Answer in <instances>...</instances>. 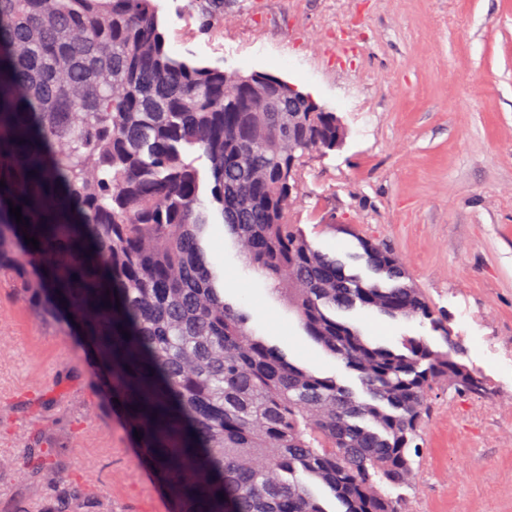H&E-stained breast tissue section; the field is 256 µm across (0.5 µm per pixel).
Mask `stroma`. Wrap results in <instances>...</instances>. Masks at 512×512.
Instances as JSON below:
<instances>
[{
	"mask_svg": "<svg viewBox=\"0 0 512 512\" xmlns=\"http://www.w3.org/2000/svg\"><path fill=\"white\" fill-rule=\"evenodd\" d=\"M155 2L172 55L316 89L343 139L307 156L295 223L368 282L357 236L389 245L448 333L360 307L345 321L390 347L458 342L491 387L482 398L434 388L412 483L399 490L405 512H512V0H224V24L209 32L194 0ZM207 209L225 300L290 361L365 398L357 373L242 261L216 204ZM32 448L48 466L28 474ZM63 496L74 512H170L82 342L36 321L2 281L0 512H52Z\"/></svg>",
	"mask_w": 512,
	"mask_h": 512,
	"instance_id": "35a3bbf8",
	"label": "stroma"
}]
</instances>
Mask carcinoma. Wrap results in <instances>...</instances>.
<instances>
[{"label": "carcinoma", "instance_id": "1", "mask_svg": "<svg viewBox=\"0 0 512 512\" xmlns=\"http://www.w3.org/2000/svg\"><path fill=\"white\" fill-rule=\"evenodd\" d=\"M198 4L202 29L224 23V0ZM290 138L335 148L336 113L276 79L173 57L154 0H0V274L38 318L79 329L171 512H327L304 476L342 512H403L387 488L409 483L431 391L489 390L457 349L373 344L330 314L359 305L448 335L387 244L357 238L382 287L307 241ZM188 147L210 162L240 255L369 399L292 363L224 300Z\"/></svg>", "mask_w": 512, "mask_h": 512}]
</instances>
